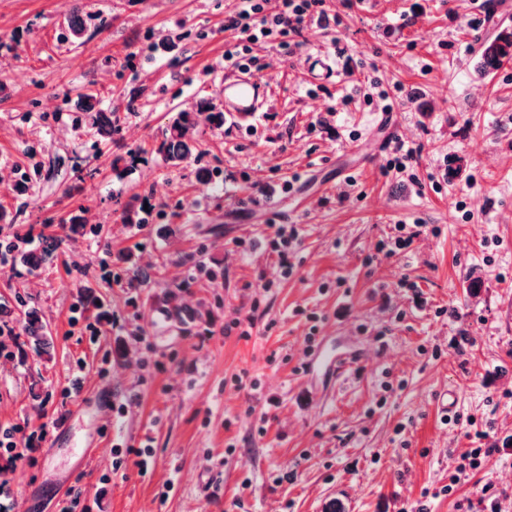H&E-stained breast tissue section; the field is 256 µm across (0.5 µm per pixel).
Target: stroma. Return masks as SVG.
<instances>
[{
  "label": "stroma",
  "instance_id": "35a3bbf8",
  "mask_svg": "<svg viewBox=\"0 0 512 512\" xmlns=\"http://www.w3.org/2000/svg\"><path fill=\"white\" fill-rule=\"evenodd\" d=\"M237 6L0 0V242L19 246L0 267V430L34 439L0 454V507L29 512L59 482L71 512H512V62L480 72L474 0H325L332 23L299 46L252 44L268 111L201 124V154L171 167L175 112L221 103ZM82 92L111 113L108 140ZM384 116L406 172L375 146ZM301 179L268 221L250 211ZM280 224L298 231L287 277ZM398 224L413 244L378 252ZM252 308L244 338L232 323ZM310 335L345 375L310 364ZM242 372L256 388L234 387ZM47 324L43 323L37 310L31 309L25 313L24 334L34 344V350L41 354L46 352L49 345Z\"/></svg>",
  "mask_w": 512,
  "mask_h": 512
}]
</instances>
